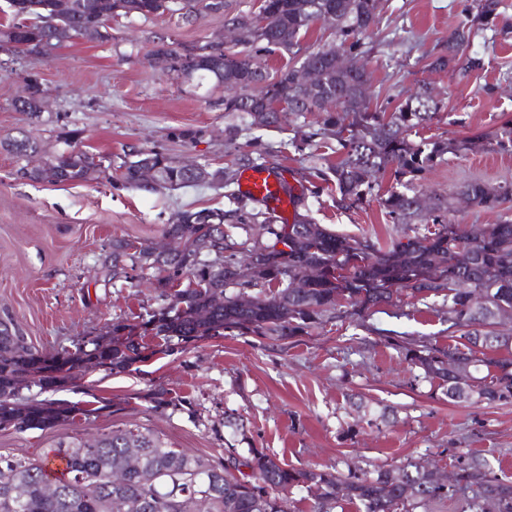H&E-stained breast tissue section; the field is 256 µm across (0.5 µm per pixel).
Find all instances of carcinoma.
<instances>
[{"label": "carcinoma", "instance_id": "carcinoma-1", "mask_svg": "<svg viewBox=\"0 0 512 512\" xmlns=\"http://www.w3.org/2000/svg\"><path fill=\"white\" fill-rule=\"evenodd\" d=\"M123 0H77L80 9L62 13L57 0H7L20 22L14 42L27 43L47 55L46 28L50 22L79 31L88 27L103 30L101 40L110 37L112 19L129 16L118 10ZM266 23L255 17H236L245 49L202 59L197 79L224 86V111L252 117V109L267 108L262 124L276 125L279 112L273 106L285 102L287 111L300 115L322 111V102L336 98V111L325 113L323 133L334 136L340 157L332 167L340 201L350 207L361 204L376 174L395 167L396 185L384 199L387 214L398 224H413L428 215L433 230L415 233L378 246L369 240L339 235L295 213L291 224H277L275 217H264L260 229L272 237L266 243L248 232L237 239L232 230L240 227L235 210H185L165 225L163 233L183 242L172 256L149 259L151 244L138 241L139 250L128 249L129 239L112 240V251L104 255V281L129 278L147 280L165 303L144 311L133 325L116 322L104 333L85 337L71 348L41 352L28 344L11 322L0 320V430H49L84 419L98 409H83L64 399L25 398L23 390L57 392L67 386L72 373L87 364L103 367L112 374L133 371L146 359L148 346L139 341L147 335L160 338L169 352L182 351L189 344L224 335V332L274 336L288 341L321 325L329 314L341 308L361 317L372 308L389 304L402 291L428 298L448 291L449 328L459 333L457 345L446 350L424 342L405 340L396 344L398 352L426 378H437L446 386L452 400L476 397L489 403L512 390V359L492 357L487 349L509 343V337L495 329V311L512 308V221L487 225L483 239L471 242L465 230L453 223L454 195H436L432 208H413L409 184L431 170L447 153L467 151L476 142L457 144L408 139L409 132L431 121L436 103L431 90L421 89L391 114L372 112L360 86L369 81L363 66L348 70L336 68L332 54L338 50L362 61L364 51L355 35L370 28L379 12L369 0H265ZM136 17L145 20L165 14L178 15L189 22L201 11L218 12L222 3L213 0H140ZM499 0H474L466 20L448 35L446 53L434 60L444 69L462 61L466 69L483 66V59L471 50L476 32L492 25ZM340 14L336 26L339 47L301 52L300 34L304 27L328 10ZM261 44L274 52L288 47V53L301 56V65H312L323 75L321 92L299 100L293 90L292 66L278 79L250 69L252 52L246 46ZM74 160L59 166L52 174L55 182L112 183V164L83 151H72ZM150 160L162 166L164 176L151 190L196 188L186 171L173 158L154 150H138L118 166L119 182L128 189H139L141 162ZM459 192L474 205L495 210L512 201V185L497 187L483 180L463 184ZM211 238L208 257L198 256L200 237ZM288 248L283 251L278 245ZM315 266L318 273L307 288L293 290L289 280ZM185 285H180L183 277ZM270 288V295L245 296L247 288ZM481 290L487 307L471 311L466 301L472 291ZM472 357L475 395L460 387L448 375V359ZM132 441L143 449L139 468L131 470L121 485L112 484L111 472L125 455ZM219 466L197 455L169 448L159 438L139 431L114 430L93 440L60 444L47 450L37 463L22 462L0 455V512H294L289 494L302 487L310 494L309 512H333L342 501L358 505V512H413L436 500L461 494L466 498L464 512H485L484 494L497 491L503 508L512 512V482L491 477L477 464L460 467L466 487L444 490L436 485L431 472L408 462L395 469H378L361 475L324 470L290 468L260 448H247L241 456L234 445L225 449ZM62 457L64 474L52 478L46 462ZM246 467V474L240 467ZM53 484V498L43 494V486Z\"/></svg>", "mask_w": 512, "mask_h": 512}]
</instances>
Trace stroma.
Returning <instances> with one entry per match:
<instances>
[{"mask_svg":"<svg viewBox=\"0 0 512 512\" xmlns=\"http://www.w3.org/2000/svg\"><path fill=\"white\" fill-rule=\"evenodd\" d=\"M262 0H224L218 12L190 24L160 16L119 17L107 41H72L50 59L0 52V319L11 318L39 349L71 345L135 320L161 300L138 280L104 283L100 257L117 238L155 241L184 210L238 206L243 224L254 226L261 207L230 203L223 191L131 190L97 182L49 184L19 174L26 166L2 147L7 138L30 136L49 160L66 147L120 164L130 148L156 150L182 163L237 169L240 158L275 166L301 191V211L336 233L379 242L414 234L397 224L382 200L394 181L377 178L365 202L339 201L333 180L318 170L335 163L336 142L319 137L324 115L282 114L278 125L258 127L224 109L225 90L199 86L153 66L159 37L183 48L223 40L239 43L227 20L256 16ZM473 0H381L378 23L360 37L371 71V104L396 107L422 84L433 87L438 108L413 141L434 138L482 141L481 149L445 154L413 184L429 197L455 192L471 179L512 184V153L498 151L494 137L512 119V0H500L492 29L475 38L484 59L478 71L433 70L432 59ZM36 79L47 108L40 119L18 112L26 79ZM442 297L403 295L365 317L337 313L327 325L280 342L258 336H224L182 353H157L136 371L102 368L76 372L59 396L94 407L90 421L52 430L0 431V454L28 462L45 449L116 429H136L168 447L219 460L226 443L254 446L295 468L344 475L427 460L444 473L464 463L512 481V396L493 403L449 400L438 382L417 376L395 342L420 339L449 344ZM165 390L172 406L147 398ZM236 416L244 435L225 428Z\"/></svg>","mask_w":512,"mask_h":512,"instance_id":"35a3bbf8","label":"stroma"}]
</instances>
